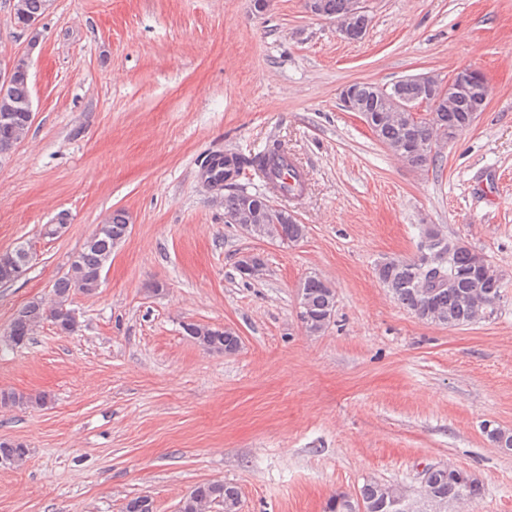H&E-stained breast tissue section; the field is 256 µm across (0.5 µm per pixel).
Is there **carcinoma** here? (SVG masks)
I'll return each mask as SVG.
<instances>
[{
  "label": "carcinoma",
  "mask_w": 512,
  "mask_h": 512,
  "mask_svg": "<svg viewBox=\"0 0 512 512\" xmlns=\"http://www.w3.org/2000/svg\"><path fill=\"white\" fill-rule=\"evenodd\" d=\"M16 5L14 23L18 24L28 16L45 14L50 0H16ZM304 9L341 20L349 16L351 0H304ZM31 94V85L19 79L9 98L0 101V111ZM388 94L419 99L427 92L422 85L402 78L389 86ZM358 97L360 109L370 120L373 132L392 153L410 143L434 144L435 149L408 159L409 165L421 169L436 165L442 141L468 125L474 102L472 96L460 98L452 107L440 106L410 126L398 113L390 111L387 98L363 87ZM201 168L206 179L231 189L224 196V223L250 224L255 237L277 240L287 246L304 238L306 225L287 212L278 213L267 195L236 188L238 177L252 168L262 173L268 184L279 187L281 195L302 194L303 173L282 143L275 140L263 151L249 156L210 153L202 159ZM288 178L292 182H286ZM127 225L122 210L112 211L70 261L67 272L54 281L51 298L34 299L21 308L6 332V341L22 347L45 323L51 324L60 336L74 334L79 325L71 321V296L76 291L93 295L101 288L99 273L112 258L113 238L122 234ZM375 274L403 307L435 325L463 327L491 321L496 318L503 298L502 271L488 262L483 253L448 237L436 224L422 226L416 258L385 257L375 264ZM298 297L305 332L312 336L322 333L335 313V289L321 277L310 275L300 284ZM182 329L194 343L211 353L233 355L240 348V337L228 329L192 321L184 322ZM47 400L44 392L0 389V409L41 408ZM485 434L493 444L512 450V432L487 427ZM29 454L25 443L0 438L1 467L19 468ZM481 497L482 485L473 475L456 468L430 466L412 495L399 485L368 480L351 496L330 497L325 512H393L395 501L403 502L402 512H453L456 503H476ZM215 506L223 512H239L238 488L226 482L199 484L182 499L178 512H212Z\"/></svg>",
  "instance_id": "obj_1"
}]
</instances>
